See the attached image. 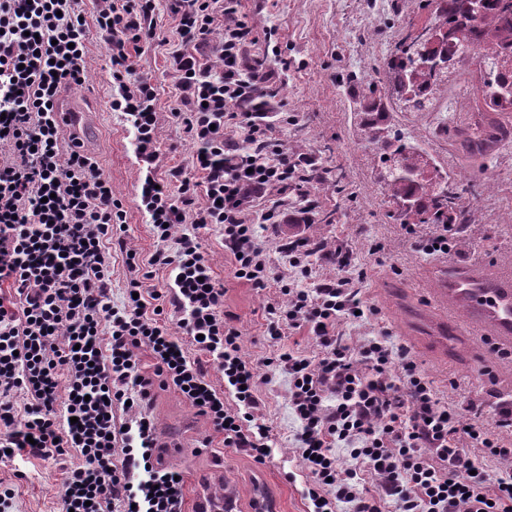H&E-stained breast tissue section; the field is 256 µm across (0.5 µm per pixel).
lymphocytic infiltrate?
<instances>
[{
  "instance_id": "1",
  "label": "lymphocytic infiltrate",
  "mask_w": 512,
  "mask_h": 512,
  "mask_svg": "<svg viewBox=\"0 0 512 512\" xmlns=\"http://www.w3.org/2000/svg\"><path fill=\"white\" fill-rule=\"evenodd\" d=\"M0 0V463L77 453L63 471L59 512H185L183 480L162 463L147 409L155 385L181 391L228 448L265 464L273 434L258 388L268 372L288 375V405L311 512H512V404H443L418 360L388 335L351 341L341 320L374 309L357 286L355 257L307 234L316 157L289 154L275 130L296 122L278 97L242 0H167L171 33L154 0ZM109 50L112 110L136 131L146 168L137 196L159 247L148 259L123 244L126 213L96 161L64 146L63 89L84 82L90 35ZM166 49L175 78L170 114L193 146L192 168L156 169V84L139 72L143 46ZM287 224L278 252L297 283H282L266 312L277 341L305 329L317 349L250 359L224 310V285L206 257L203 230L216 226L234 276L267 288L273 274L257 236ZM120 243L130 277L121 303L109 296L111 255ZM335 266L314 280L312 258ZM170 269L166 287L152 267ZM177 328H170L169 319ZM197 355L189 357L186 346ZM149 350L144 372L139 350ZM224 377L223 388L206 366ZM346 447L360 469L341 468ZM496 461L493 470L480 457ZM372 478L363 487L360 472Z\"/></svg>"
}]
</instances>
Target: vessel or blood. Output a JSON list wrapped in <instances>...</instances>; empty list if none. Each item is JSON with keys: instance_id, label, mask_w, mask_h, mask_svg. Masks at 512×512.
I'll list each match as a JSON object with an SVG mask.
<instances>
[{"instance_id": "vessel-or-blood-1", "label": "vessel or blood", "mask_w": 512, "mask_h": 512, "mask_svg": "<svg viewBox=\"0 0 512 512\" xmlns=\"http://www.w3.org/2000/svg\"><path fill=\"white\" fill-rule=\"evenodd\" d=\"M428 302L441 316V333L459 338L475 329L498 353H512V273L484 264H454L436 281ZM462 308L467 318L461 322L455 315Z\"/></svg>"}]
</instances>
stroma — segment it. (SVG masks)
<instances>
[{
  "instance_id": "35a3bbf8",
  "label": "stroma",
  "mask_w": 512,
  "mask_h": 512,
  "mask_svg": "<svg viewBox=\"0 0 512 512\" xmlns=\"http://www.w3.org/2000/svg\"><path fill=\"white\" fill-rule=\"evenodd\" d=\"M242 10L258 34H271L278 45L281 54L270 57L271 67H278L283 57L290 62L280 85L281 100L298 117L296 124L280 131L289 152L316 156L322 165L340 167L344 174L343 193L327 184L316 187L319 209L330 214L332 221L312 224L308 233L347 246L365 265L362 289L377 314L367 321L341 323V332L356 340L388 334L417 358L441 401L451 406L485 397L491 388L512 387V357L497 359L474 351L467 343L452 342L446 352L434 351L428 344L433 319L420 313L421 298L450 264L474 261L512 268V137L480 156H470L455 129L480 122L483 114L461 86L447 95L448 110L455 115L454 125L448 127L437 125L433 113L391 108L393 130L432 158L440 171L473 180L466 196V239L445 255L418 251L404 226L391 218L394 206L379 177V154L357 138L359 105L369 83L387 87L388 62L396 43L409 24L425 23L428 11L420 0H242ZM136 63L159 88L158 139L166 151L162 165L187 166L192 149L182 126L169 116L172 77L166 59L148 48ZM85 71L83 85L66 89L62 97L95 113L96 125L84 134L85 151L110 180L113 197L123 204L128 247L149 257L157 242L147 216L134 203L144 168L135 155L133 129L110 107L108 49L98 38L88 43ZM487 173L492 181H484ZM206 236L207 259L224 284V308L242 332L243 354L273 357L291 349L316 356L318 350L306 331L277 342L264 336L265 307L277 300V291L260 290L236 279L219 230L209 229ZM259 394L274 434V453L262 465L246 453L224 447L210 422L176 390L154 387L149 413L159 444L172 450L169 466L184 476L186 505H193L203 491L202 480L208 479L233 491L236 512H250L251 486L261 476L281 497L282 512H307L304 482L296 477L301 470L299 424L288 405L287 374L273 372L260 384ZM79 463L75 454L61 460L2 463L0 483L15 489L19 512H57L63 470Z\"/></svg>"
}]
</instances>
